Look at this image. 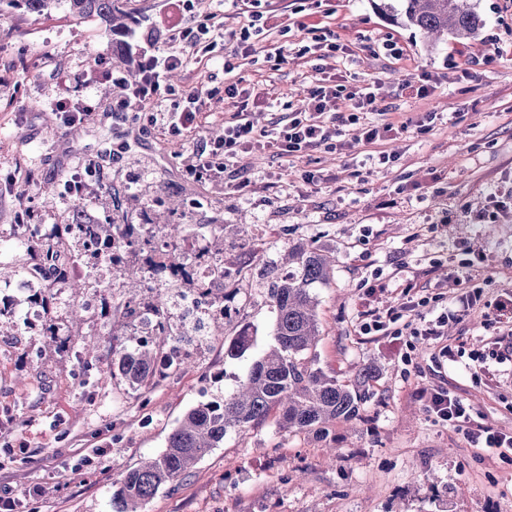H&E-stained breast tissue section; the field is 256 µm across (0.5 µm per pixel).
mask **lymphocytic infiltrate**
Returning a JSON list of instances; mask_svg holds the SVG:
<instances>
[{"mask_svg": "<svg viewBox=\"0 0 512 512\" xmlns=\"http://www.w3.org/2000/svg\"><path fill=\"white\" fill-rule=\"evenodd\" d=\"M247 18L238 27L217 34L215 26L200 23L189 25L182 15H171L161 27L148 30L145 38L150 43L166 41L181 44L183 52H162L150 56L141 66V77L130 88L119 105L126 112L132 107H146L161 94H174L171 74L183 70L190 62L189 49L200 44L215 47L217 39H224L230 49L224 54V97L231 100L234 110L224 121V134L211 144L209 151L194 152L188 169L195 176L211 175L236 164L241 154L260 148L278 157L308 154L332 147L341 137V124H360L361 115L375 112L376 96L370 88L352 91L344 85L316 84L309 92L308 111L298 113L288 128L275 133L259 127L250 106L252 90L242 88L236 78L239 59L252 56L256 42L262 41L268 29V13L263 0H234Z\"/></svg>", "mask_w": 512, "mask_h": 512, "instance_id": "1", "label": "lymphocytic infiltrate"}]
</instances>
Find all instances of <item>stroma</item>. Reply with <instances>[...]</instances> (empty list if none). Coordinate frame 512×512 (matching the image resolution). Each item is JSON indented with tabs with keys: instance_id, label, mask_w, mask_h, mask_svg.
<instances>
[{
	"instance_id": "obj_1",
	"label": "stroma",
	"mask_w": 512,
	"mask_h": 512,
	"mask_svg": "<svg viewBox=\"0 0 512 512\" xmlns=\"http://www.w3.org/2000/svg\"><path fill=\"white\" fill-rule=\"evenodd\" d=\"M484 26L472 38L428 46L424 35L374 9L370 0H271L269 43L289 54L278 69L244 65L243 84L258 90L260 126L285 130L304 109L322 75L348 72L349 87L377 82L387 121L432 115V122L386 142L392 159L346 128V150L319 149L282 159L242 154L236 171L196 177L192 153L224 131L223 46L179 72L177 89H202L198 126L173 136L160 125L114 109L125 93L115 83L87 81L97 65L128 72L98 18L76 17L67 0L49 14L11 8L0 19V225L67 224L75 208L100 219L146 224H222L224 256L251 264V296L227 333L250 324L256 343L241 358L224 357L223 341L179 378L131 390L104 368L111 361L107 323L123 324L111 290L81 289L94 299L69 346L58 349L44 323L24 325L0 312V489L22 501L20 512H113L112 484L158 455L191 406L223 397L272 343L266 269L288 246L303 243L332 256L329 284L316 289L320 336L312 355L325 373L345 379L374 367L358 421L333 423L326 438L279 430L277 415L229 434L175 490H161L144 512H512V459L477 445L467 428L437 419L419 391L447 389L474 423L512 435V328L497 322L489 301L512 294V212L496 223L491 192L512 189V0H472ZM349 43L352 61L313 55L319 28ZM397 42L394 58L382 47ZM467 81L456 82L461 71ZM431 74L426 96L408 85ZM74 97L94 120L72 136L52 104ZM97 161L82 195L66 189L76 168ZM311 180H304V173ZM250 185L237 190L241 177ZM267 224L268 235L254 227ZM483 287L482 301L436 339L360 330L361 310L421 301L436 318L456 305L462 288L449 275ZM100 338L99 366L85 373L76 354ZM462 351L449 361L443 348ZM486 354L472 366L468 356ZM104 447L89 469L74 472L83 451ZM340 449L328 461V449Z\"/></svg>"
}]
</instances>
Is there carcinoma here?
Returning a JSON list of instances; mask_svg holds the SVG:
<instances>
[{
    "label": "carcinoma",
    "instance_id": "1",
    "mask_svg": "<svg viewBox=\"0 0 512 512\" xmlns=\"http://www.w3.org/2000/svg\"><path fill=\"white\" fill-rule=\"evenodd\" d=\"M38 15L48 11L53 0H8ZM127 0H69L76 16H95L112 41V50L121 54L129 32ZM401 17L420 30L430 44L452 35L476 36L483 19L471 0H401ZM74 222L62 225V234L94 231V237L112 245L117 233L113 223L88 226L81 210L74 211ZM283 266L287 271L270 283L269 301L273 315L272 347L258 357L236 388L219 400L201 402L183 415L169 433L165 449L156 457L129 470L112 492L114 512H143V506L160 490L191 473L213 449L224 445L233 431L253 427L279 412V428L290 432L326 435L328 425L337 421L361 419L360 409L366 384L373 377L370 367L359 370L354 379L343 382L312 367L308 361L320 336L318 300L314 289L329 283L332 265L329 257L304 244L288 248ZM62 269H48L47 294L70 286ZM173 336H158L150 343L136 339L127 343L112 338V365L109 373L132 389L157 385L170 378L174 369L192 366L188 360L159 368L164 351ZM254 332L244 325L229 341L224 357L236 360L252 348Z\"/></svg>",
    "mask_w": 512,
    "mask_h": 512
}]
</instances>
